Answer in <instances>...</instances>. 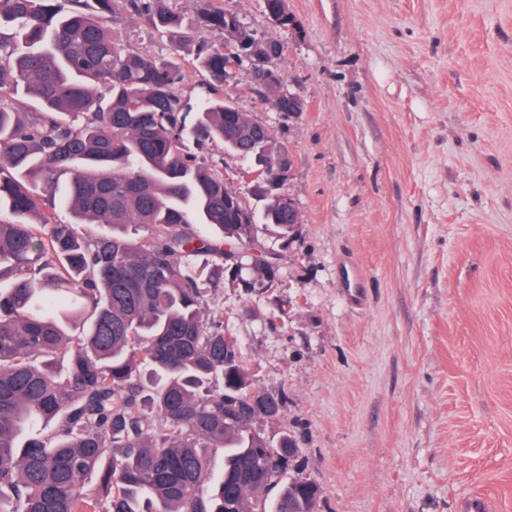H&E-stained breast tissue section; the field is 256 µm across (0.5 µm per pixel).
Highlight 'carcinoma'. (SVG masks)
<instances>
[{
	"mask_svg": "<svg viewBox=\"0 0 512 512\" xmlns=\"http://www.w3.org/2000/svg\"><path fill=\"white\" fill-rule=\"evenodd\" d=\"M174 2L0 0V213L14 216L0 221V512H318L300 435L259 434L286 394L255 384L200 288L217 271L238 278L225 247L256 224L288 243L297 230L272 175L281 144L223 93L231 62L284 44L209 0L194 16ZM264 4L274 29L293 26L284 0ZM122 12L197 43L209 87L197 106L177 93L179 61L117 47L108 20ZM206 31L230 33L236 52ZM281 82L254 66L258 96ZM191 140L248 162L264 209ZM61 182L71 224L53 213Z\"/></svg>",
	"mask_w": 512,
	"mask_h": 512,
	"instance_id": "obj_1",
	"label": "carcinoma"
}]
</instances>
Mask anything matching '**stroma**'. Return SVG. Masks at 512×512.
<instances>
[{
  "instance_id": "35a3bbf8",
  "label": "stroma",
  "mask_w": 512,
  "mask_h": 512,
  "mask_svg": "<svg viewBox=\"0 0 512 512\" xmlns=\"http://www.w3.org/2000/svg\"><path fill=\"white\" fill-rule=\"evenodd\" d=\"M257 37L304 112L224 87L293 158L292 243L257 225L278 284L204 282L209 310L257 385L288 396L268 435L294 429L320 512H512V0H213ZM119 48L172 54L139 17ZM253 209V177L216 146ZM360 288L361 303L346 293ZM284 2L288 6V0H264L268 19L276 30H288L291 26H293L292 28L296 26V22L294 23V18L291 14H289L288 20V8H286Z\"/></svg>"
}]
</instances>
